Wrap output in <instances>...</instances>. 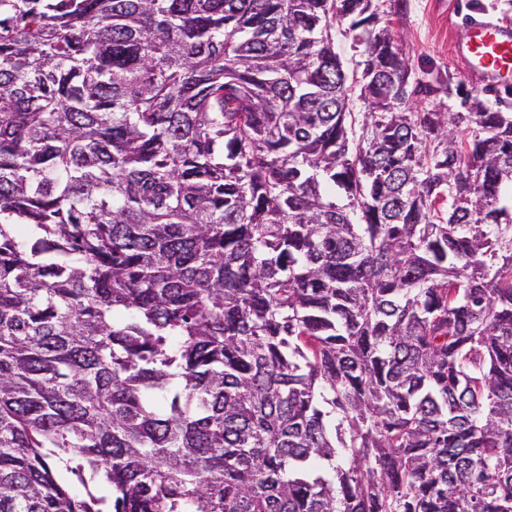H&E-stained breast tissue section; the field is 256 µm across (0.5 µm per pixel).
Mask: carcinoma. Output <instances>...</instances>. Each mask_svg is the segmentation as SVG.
I'll return each mask as SVG.
<instances>
[{"mask_svg": "<svg viewBox=\"0 0 512 512\" xmlns=\"http://www.w3.org/2000/svg\"><path fill=\"white\" fill-rule=\"evenodd\" d=\"M380 2L0 0V512H512V113ZM344 30H346L345 25L340 26L336 30V51L339 53L344 67L352 71L355 67V62L361 58L358 52L359 49L353 48L351 35L343 32Z\"/></svg>", "mask_w": 512, "mask_h": 512, "instance_id": "1", "label": "carcinoma"}]
</instances>
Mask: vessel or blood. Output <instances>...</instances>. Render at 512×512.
Returning <instances> with one entry per match:
<instances>
[{
  "instance_id": "vessel-or-blood-1",
  "label": "vessel or blood",
  "mask_w": 512,
  "mask_h": 512,
  "mask_svg": "<svg viewBox=\"0 0 512 512\" xmlns=\"http://www.w3.org/2000/svg\"><path fill=\"white\" fill-rule=\"evenodd\" d=\"M467 36L454 47L455 59L472 84L512 92V24L483 17L467 20Z\"/></svg>"
}]
</instances>
